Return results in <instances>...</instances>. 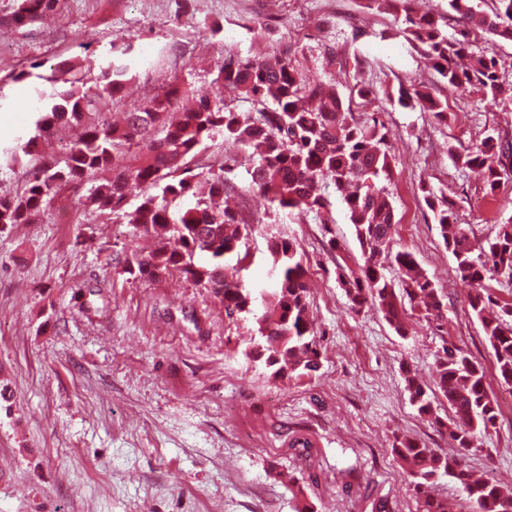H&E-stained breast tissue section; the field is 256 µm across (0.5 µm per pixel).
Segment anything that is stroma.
Returning a JSON list of instances; mask_svg holds the SVG:
<instances>
[{"instance_id": "1", "label": "stroma", "mask_w": 512, "mask_h": 512, "mask_svg": "<svg viewBox=\"0 0 512 512\" xmlns=\"http://www.w3.org/2000/svg\"><path fill=\"white\" fill-rule=\"evenodd\" d=\"M253 0H63L33 26L8 19L17 0H0V144L32 125L31 82L20 70L76 72L106 66L115 45H131L132 79L112 113L144 107L171 85L215 96L225 58L287 54L309 82L348 93L355 79L373 84L378 117L395 152L392 187L398 234L392 250L411 251L448 297V334L425 320L404 339L373 310L352 313L336 280V256L313 217L269 223L268 203L250 187L245 165L228 178L251 196L261 227L251 242L250 275L262 282L267 234L293 238L308 272L310 309L322 359L309 377L273 380L246 356L252 317L232 322L210 293L179 273L132 279L112 265L116 253L144 247L129 224L86 206V185L69 189L27 224L0 228V512H417L415 493L391 453L408 436L450 450L446 430L409 400L403 366L429 379L443 343L479 360L498 400L512 391L493 376L494 358L468 307L471 286L456 277L424 202L445 192L454 222L494 237L512 218V181L496 196L454 164L451 151L496 130L512 140V104L472 90L448 98V124L401 106L402 84L436 86L420 53L396 36L390 8L341 0L349 28L330 20L327 0H277L273 14ZM220 25L219 33L206 29ZM73 139L59 128L40 158L63 157ZM37 158V159H40ZM37 159L0 160V196L22 192ZM79 221L62 224L60 209ZM309 438V452L289 448ZM466 462L477 474L512 486V408ZM357 465L362 480L343 492L337 472ZM316 473L317 486L295 497L294 482Z\"/></svg>"}]
</instances>
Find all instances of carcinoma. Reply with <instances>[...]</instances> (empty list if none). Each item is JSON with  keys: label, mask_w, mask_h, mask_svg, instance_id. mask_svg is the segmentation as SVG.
I'll use <instances>...</instances> for the list:
<instances>
[{"label": "carcinoma", "mask_w": 512, "mask_h": 512, "mask_svg": "<svg viewBox=\"0 0 512 512\" xmlns=\"http://www.w3.org/2000/svg\"><path fill=\"white\" fill-rule=\"evenodd\" d=\"M370 2L393 6L396 35L429 60L448 92L478 87L498 102L497 59L475 53L470 34L480 29L493 41L512 42V0H448V11L439 16L419 10L416 0ZM60 7L61 0H18L9 22L31 25ZM450 20L455 22L451 35ZM128 54L127 47L113 50L112 61L89 83L66 64L43 77L50 90L35 89L39 106L32 131L17 138V146L4 148L3 156L16 162L19 150L34 155L39 141L60 124L75 126L79 133L65 156L43 164L20 194L0 197L1 227L25 223L55 196L96 175L89 205L103 215L122 216L150 242L147 250L112 256L113 266L150 280L179 272L219 299L228 318L253 316L261 342L248 355L272 369L273 379L309 376L319 369L321 351L309 313L307 269L296 241L283 235L267 238L270 287H252L245 272L253 263L255 227L226 204L228 169L204 173L193 168L204 141L221 133L225 143L247 154L250 184L270 204V223L284 215L298 219L314 213L330 235V249L340 251L328 213L331 197L341 202L362 252V262L338 266L337 282L353 312L373 309L405 338L412 335L407 310H416L442 335L446 296L419 269L414 255L400 249L391 256L399 273L396 282L377 261L397 234L398 220L389 189L395 170L388 131L377 118L360 120L354 112L378 100L372 85L357 78L345 98L331 86L299 81L286 55L229 57L215 79L219 100L199 99L174 124L167 119L169 110L190 92L177 84L144 108L125 113L120 123L86 121L87 115L109 108L123 90L130 75ZM398 92L400 104L448 122V101L432 88L401 84ZM241 102L248 107H240ZM450 155L492 196L512 179V144L493 130L480 143ZM157 187L159 195L152 193ZM133 195L139 203L128 212ZM425 203L455 259L456 276L473 285L468 305L491 348L500 382L512 388V300L494 296L487 286L498 278L512 282V224L500 225L494 238L480 242L470 225L450 223L453 202L446 195L429 190ZM403 372L419 414L438 423L434 404L447 402L444 427L457 448L440 452L412 439L391 448L418 498V512H448V497L434 490L445 476L459 485L472 512H512V490L473 477L464 463L465 452L495 427L500 415L482 363L461 348L443 346L430 392L413 368Z\"/></svg>", "instance_id": "1"}]
</instances>
